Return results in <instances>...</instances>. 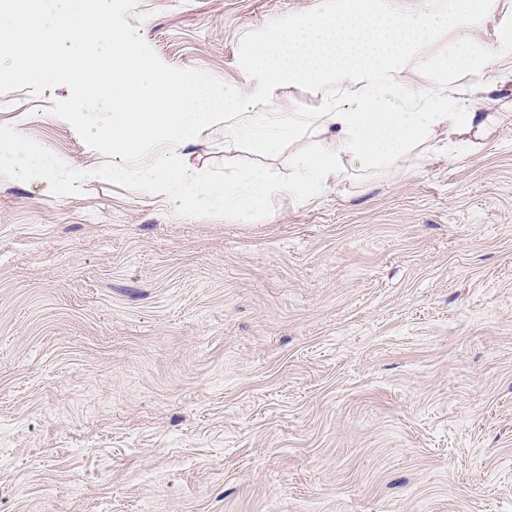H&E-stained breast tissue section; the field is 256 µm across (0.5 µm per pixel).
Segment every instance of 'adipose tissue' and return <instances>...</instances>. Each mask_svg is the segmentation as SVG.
I'll list each match as a JSON object with an SVG mask.
<instances>
[{
  "label": "adipose tissue",
  "mask_w": 512,
  "mask_h": 512,
  "mask_svg": "<svg viewBox=\"0 0 512 512\" xmlns=\"http://www.w3.org/2000/svg\"><path fill=\"white\" fill-rule=\"evenodd\" d=\"M365 9L366 0H353L348 24L311 19L280 33L259 54L258 63L274 84L316 80V59L327 52H339L353 64L338 81L354 90L355 109L312 112L297 120L314 129L320 147L295 181L282 184L277 172L266 168L245 183L227 179L203 185L185 178L180 165L147 161L139 170L146 189L155 194L177 189L215 211L232 202L244 217L270 192L284 188L304 199L325 189L330 177L346 166L402 161L433 139L439 127L462 137L483 132L493 122L490 114L449 111L444 99L435 112H405L385 101L375 85L392 80L395 61L421 43L429 27L402 21L368 30L362 26ZM84 10L85 0H37L36 11L0 22V43L23 33L36 48L40 76L63 78L84 131L97 148L112 153L109 177L123 178L125 159L138 154L147 139L185 147L219 123L240 135L250 134L252 111L265 107L264 99L243 97L236 86L213 90L195 81H174L152 65L130 60L113 47L107 32L85 22ZM107 88L112 91L108 97L103 94Z\"/></svg>",
  "instance_id": "1"
}]
</instances>
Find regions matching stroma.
Masks as SVG:
<instances>
[{"label": "stroma", "instance_id": "35a3bbf8", "mask_svg": "<svg viewBox=\"0 0 512 512\" xmlns=\"http://www.w3.org/2000/svg\"><path fill=\"white\" fill-rule=\"evenodd\" d=\"M452 5L369 0L437 21L381 93L495 122L461 146L440 127L400 169H350L307 199L272 193L244 224L148 192L140 159L286 183L310 131L147 140L113 181L62 82L17 66L29 43L0 53V130L69 164L37 181L0 156V512H512V0L450 21ZM350 6L112 0L100 25L168 78L350 111L335 79L273 84L255 65L275 34ZM457 53L469 66L443 68Z\"/></svg>", "mask_w": 512, "mask_h": 512}]
</instances>
